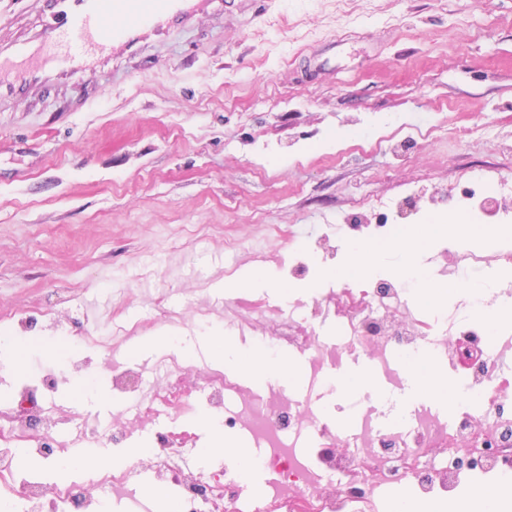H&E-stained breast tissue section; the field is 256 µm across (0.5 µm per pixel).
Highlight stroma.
<instances>
[{
    "instance_id": "obj_1",
    "label": "stroma",
    "mask_w": 512,
    "mask_h": 512,
    "mask_svg": "<svg viewBox=\"0 0 512 512\" xmlns=\"http://www.w3.org/2000/svg\"><path fill=\"white\" fill-rule=\"evenodd\" d=\"M191 18L145 38L104 66L73 70L38 98L0 104V310L27 313L69 289V322L19 331L0 319V411L46 367L68 374L44 406L103 427L135 411L105 377L76 361L134 365L143 388L171 357L225 368L222 344L271 358L256 309L313 318L325 352L300 355L295 379L269 374L283 402L310 391L335 422L381 428L407 392L406 361L361 347L331 361L341 337L314 302L337 288L356 242L388 252L473 179L512 172V0H196ZM48 25L30 0H0V31L33 36ZM411 140L395 153L392 145ZM399 204L395 235L353 229ZM271 224L293 232L287 240ZM238 239L224 246L225 232ZM405 296L439 338L467 300L431 307L416 281ZM164 298L157 308L155 298ZM138 325L131 336L127 325ZM98 329L106 344L75 336ZM369 366L390 400L332 392L323 381ZM204 391L174 424L193 435L203 470L220 445Z\"/></svg>"
}]
</instances>
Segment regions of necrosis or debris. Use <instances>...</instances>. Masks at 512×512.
Segmentation results:
<instances>
[{
    "instance_id": "1",
    "label": "necrosis or debris",
    "mask_w": 512,
    "mask_h": 512,
    "mask_svg": "<svg viewBox=\"0 0 512 512\" xmlns=\"http://www.w3.org/2000/svg\"><path fill=\"white\" fill-rule=\"evenodd\" d=\"M511 199L512 176L500 173L482 180L460 201L506 217L512 215ZM336 306L350 344L406 357L446 350L462 365L466 389L479 400V409L462 413L452 424L422 415L404 430L382 433L366 425L348 445L309 408L268 405L225 416L230 428L248 421L252 434L268 448L264 465L280 474L275 487L256 503L257 512H373V496L381 488L410 481L417 494L437 497L452 493L473 474L512 467V382L500 378L498 369L503 339L491 338L483 321L467 312L449 315L445 342L428 339L396 280L376 282L368 290L337 289ZM188 374V368L174 366L172 379L139 399L132 416L114 418L106 429L90 430V437L116 446L159 417H180L194 393ZM64 382L59 372L43 374L39 390H23L14 406L0 414V494L18 512H42L46 505L52 512H98L101 494L120 493L132 477L133 471H103L73 484L17 478L18 449L47 458L64 446L56 418L36 397L37 391L49 392ZM191 445L188 434L156 431L155 452L136 460L133 470L153 471L158 480L177 487L181 512H244L236 478L192 468ZM450 448L462 464L434 468L432 459Z\"/></svg>"
}]
</instances>
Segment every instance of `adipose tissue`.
Segmentation results:
<instances>
[{
    "label": "adipose tissue",
    "mask_w": 512,
    "mask_h": 512,
    "mask_svg": "<svg viewBox=\"0 0 512 512\" xmlns=\"http://www.w3.org/2000/svg\"><path fill=\"white\" fill-rule=\"evenodd\" d=\"M445 230V225L428 224L395 244L396 249L405 255V261L399 268L400 274L419 280L432 299L438 302L454 301L459 291L452 287H437L430 280L422 257L429 239L441 236ZM411 364L414 368L410 375L412 393L424 392L439 400L448 399L456 393L455 384L442 376L428 357L414 358ZM391 509L392 512H512V480L493 490L476 489L445 505L402 495L393 500Z\"/></svg>",
    "instance_id": "1"
}]
</instances>
